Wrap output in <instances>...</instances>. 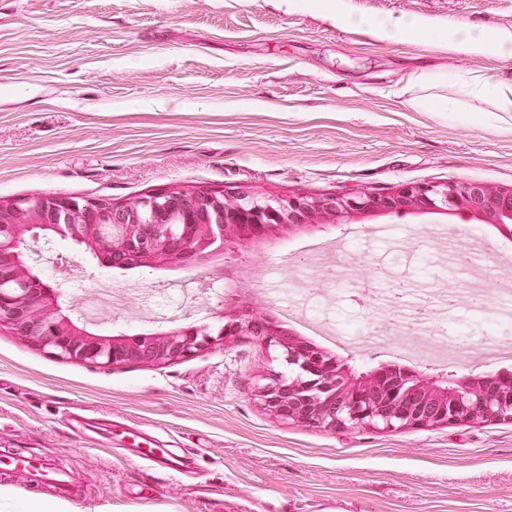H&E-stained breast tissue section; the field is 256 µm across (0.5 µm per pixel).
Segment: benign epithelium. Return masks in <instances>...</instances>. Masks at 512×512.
I'll list each match as a JSON object with an SVG mask.
<instances>
[{
	"instance_id": "7a95c632",
	"label": "benign epithelium",
	"mask_w": 512,
	"mask_h": 512,
	"mask_svg": "<svg viewBox=\"0 0 512 512\" xmlns=\"http://www.w3.org/2000/svg\"><path fill=\"white\" fill-rule=\"evenodd\" d=\"M95 206L96 223L69 224L65 222L73 208L69 198L43 194L0 200V237L12 240L10 247L0 245V325H7L20 339L79 363L105 366L136 361L160 367L221 346L244 332H257L262 341L281 350L283 361L294 370L273 378L258 391L264 409L280 422L324 430H392L512 420L511 380L507 382L506 404L498 394L484 390L479 391L477 408L463 405L455 395H445L437 414L429 411L424 401L404 403L396 392L382 404L375 390L385 379L383 372L358 385L344 367L321 355L316 346L285 339L271 317L257 318L236 308L220 313L216 328L187 325L146 338L124 339L89 333L61 313L58 295L48 287L30 288L36 276L26 262L30 240L55 236L85 246L110 268H189L224 254V248L236 238L257 240L286 227L313 224L321 215L344 216L355 210L385 214L476 210L494 216L498 224L511 225V189L451 181L444 186L406 185L392 195L257 199L247 191L229 194L163 187L132 200H100ZM172 210L196 218L179 226L164 223ZM106 224L113 225L109 242L100 236V228ZM338 400L347 402L339 413L335 411Z\"/></svg>"
}]
</instances>
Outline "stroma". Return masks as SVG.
Instances as JSON below:
<instances>
[{
  "label": "stroma",
  "mask_w": 512,
  "mask_h": 512,
  "mask_svg": "<svg viewBox=\"0 0 512 512\" xmlns=\"http://www.w3.org/2000/svg\"><path fill=\"white\" fill-rule=\"evenodd\" d=\"M404 15L399 40L356 25ZM503 24L464 50L448 23ZM512 0H0V199L55 194L124 201L161 187L261 196L387 195L451 180L512 190V112L461 92L512 82ZM455 100L429 112L417 98ZM460 210L356 214L320 230L241 242L195 268L118 270L60 238L28 261L63 307L106 336L216 325L221 301L276 319L345 363L393 365L411 309L355 305L426 283L450 297L447 337L470 335L431 379L512 372L483 355L481 318L512 281V233ZM307 279L319 321L289 296ZM187 290L154 314L163 293ZM361 327L337 339V330ZM243 335L163 367L59 359L0 328V453L48 458L80 512H512V421L395 431L284 425L258 388L286 372ZM142 448L163 449L155 463Z\"/></svg>",
  "instance_id": "1"
}]
</instances>
